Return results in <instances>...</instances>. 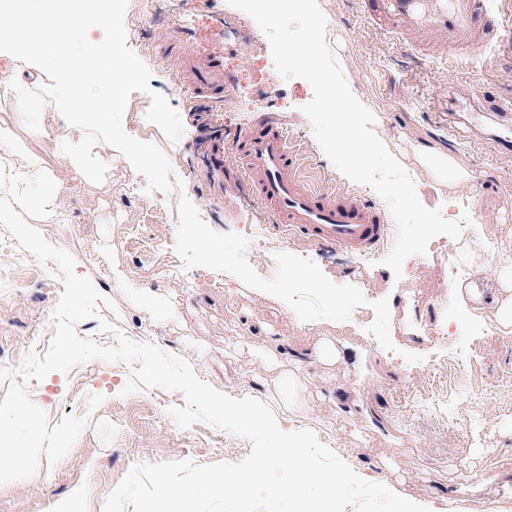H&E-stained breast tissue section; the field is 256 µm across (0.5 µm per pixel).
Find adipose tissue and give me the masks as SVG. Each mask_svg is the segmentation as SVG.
<instances>
[{
    "label": "adipose tissue",
    "mask_w": 512,
    "mask_h": 512,
    "mask_svg": "<svg viewBox=\"0 0 512 512\" xmlns=\"http://www.w3.org/2000/svg\"><path fill=\"white\" fill-rule=\"evenodd\" d=\"M107 22V17L102 14L79 17L68 15L56 21L59 37L50 49L51 54L65 56L71 41H83L88 60L84 68V80L89 84L100 82L102 73L99 62L112 56L109 46L89 38L92 30L105 26ZM4 86L15 95L18 111L41 113L43 121L46 122L63 118L68 128L78 134L84 133L89 125L101 126L108 123L112 114L110 106L86 100L75 88H70L56 111H44L42 104L35 98L37 78L32 74L9 75ZM0 154H21L25 157V162L20 167L6 172L0 170V223H23L25 213L33 209L38 211L43 221L53 223L58 216L59 200L63 193L61 183L45 173L41 158L27 151L13 127H0ZM35 181L40 184V193L32 198L28 196L26 188Z\"/></svg>",
    "instance_id": "adipose-tissue-1"
}]
</instances>
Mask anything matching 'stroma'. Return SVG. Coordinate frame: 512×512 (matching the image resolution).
I'll return each mask as SVG.
<instances>
[{
	"label": "stroma",
	"instance_id": "35a3bbf8",
	"mask_svg": "<svg viewBox=\"0 0 512 512\" xmlns=\"http://www.w3.org/2000/svg\"><path fill=\"white\" fill-rule=\"evenodd\" d=\"M171 0H128L126 23H138L137 56L151 70V91L162 94L181 115L183 133L170 141L161 131L145 135L148 93L128 99L123 124L137 139H149L182 174L183 192H170L171 204L188 198L205 222L218 232L243 233L248 224H270L260 201L251 210L238 203L246 195L236 182L224 183L215 194L199 170L200 159L214 134L232 139L261 113L282 121L292 144L303 156L302 176L314 188H339L378 201L368 185L345 177L325 156L302 107L312 97L304 79L283 78L275 69L270 45L259 27L247 41L225 38L248 16L227 0H172L179 18L155 22L151 9ZM363 0H318L326 18V40L350 89L378 116L373 129L397 156L412 179L421 202L441 208L445 217L456 210L469 213L498 244L493 257L475 259L472 249H452L451 257L470 265L469 276L449 283L437 253L415 256L412 280L395 279L384 266L392 243H385L369 260L333 255L282 234L274 235L278 252L313 260L333 282L358 287L368 301L389 299L394 358L366 340L364 326L346 320L300 321L278 298L246 286L234 275L204 267H185L165 242L176 236L173 224L152 221L161 192L125 195L128 180L138 173L109 145L99 151L105 163L91 180L76 171L82 158L61 131L43 136L32 132L33 119H21L9 92L0 87V126L18 130L28 148L43 159L45 170L67 191L60 204L61 220L39 225L54 247L70 253L77 275L102 286L112 307H100L99 319L80 323V337L111 344L117 334L151 342L188 361L196 374L233 398L251 396L268 404L282 428H313L318 441L333 450L359 475L370 477L430 512H512V502L498 491L512 486V329L495 322L498 300L512 297L494 268L512 259V153L501 154L478 143L466 125L456 132L438 125L439 112H458L476 84H487L512 98V0H497L505 25L497 41L465 63L448 58V46L433 37L421 44L382 28L364 10ZM190 32L189 47L221 58L235 85L220 106L201 104L177 73L171 47L176 30ZM83 43H74L67 61L50 58L40 73L37 94L54 104L59 87L56 71L67 66L79 80L76 59ZM248 84L260 98L248 103L234 88ZM426 143L451 156L468 170V184L448 186L433 179L411 151ZM139 229L151 244L148 254L132 253L127 240ZM17 269V284L0 288V365L19 370L31 346L51 341L52 313L63 291L55 263L43 269L28 266L25 256L0 252V269ZM149 292L140 299L139 289ZM416 290L419 302L408 300ZM114 329L103 332L100 320ZM471 351L468 373L484 392L475 409L483 424L469 432L468 418L433 420L417 398L429 391L433 378L424 363L411 364L404 353L427 355L435 347L452 353ZM300 360L301 383L288 384L293 360ZM133 365L88 360L68 372H54L40 381L30 397L47 415L49 425L64 417L88 421L70 452L57 463L40 458L37 476L0 484V512H55L60 503L83 492L79 512H103L117 484L139 463L187 460L195 465L243 460L250 442L203 421L181 428L170 410L183 405L176 391L143 387L131 394L123 388ZM102 395L88 410V395Z\"/></svg>",
	"mask_w": 512,
	"mask_h": 512
}]
</instances>
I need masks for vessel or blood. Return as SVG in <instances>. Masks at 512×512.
<instances>
[{
  "instance_id": "obj_1",
  "label": "vessel or blood",
  "mask_w": 512,
  "mask_h": 512,
  "mask_svg": "<svg viewBox=\"0 0 512 512\" xmlns=\"http://www.w3.org/2000/svg\"><path fill=\"white\" fill-rule=\"evenodd\" d=\"M374 17L388 30L418 39L437 34L448 42L451 58L469 59L486 49L494 27L502 25L492 0H371ZM182 72L204 98L222 101L226 78L215 57L195 50L180 57ZM244 182L265 204L274 229L307 239L320 248L366 254L390 234L387 206L343 191L310 187L279 119L260 115L232 142Z\"/></svg>"
}]
</instances>
